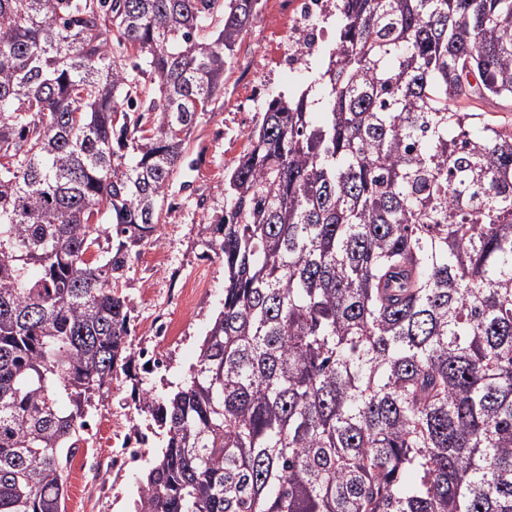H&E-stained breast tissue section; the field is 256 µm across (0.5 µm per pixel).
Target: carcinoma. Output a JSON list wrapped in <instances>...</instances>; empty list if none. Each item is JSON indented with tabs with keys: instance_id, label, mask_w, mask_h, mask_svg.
<instances>
[{
	"instance_id": "obj_1",
	"label": "carcinoma",
	"mask_w": 512,
	"mask_h": 512,
	"mask_svg": "<svg viewBox=\"0 0 512 512\" xmlns=\"http://www.w3.org/2000/svg\"><path fill=\"white\" fill-rule=\"evenodd\" d=\"M331 2L206 227L197 363L135 403L133 512H512V124L480 107L512 112V0ZM257 4L0 0V512H65L133 251Z\"/></svg>"
}]
</instances>
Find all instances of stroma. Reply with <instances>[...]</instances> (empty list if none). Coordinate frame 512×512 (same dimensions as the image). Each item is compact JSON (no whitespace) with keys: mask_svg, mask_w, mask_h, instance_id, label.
Instances as JSON below:
<instances>
[{"mask_svg":"<svg viewBox=\"0 0 512 512\" xmlns=\"http://www.w3.org/2000/svg\"><path fill=\"white\" fill-rule=\"evenodd\" d=\"M287 10L283 0H260L249 30L238 47L224 79V96L213 111L197 118L181 167L171 179L158 231L133 257L126 293L133 309L131 348H157L163 366L145 373L139 358L119 372L110 392L92 411L96 438L112 435V425L129 422L134 399L145 389L162 391L183 380L195 362L206 330L224 297V263L206 245L203 229L224 217V179L246 146L263 103L305 85L309 72L321 68L336 35L335 17L320 22L321 36L307 59L292 57L283 31ZM166 256L164 265L152 260L155 251ZM200 282L189 305L178 301L186 280ZM175 320L174 342L155 347L151 317ZM79 456H72L64 483L66 512H130L137 496V475L83 478Z\"/></svg>","mask_w":512,"mask_h":512,"instance_id":"obj_1","label":"stroma"}]
</instances>
